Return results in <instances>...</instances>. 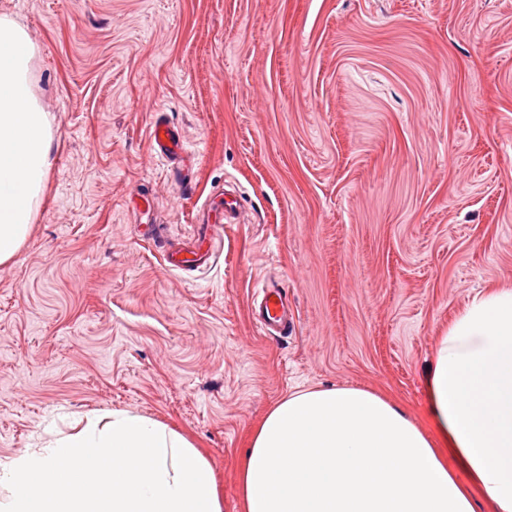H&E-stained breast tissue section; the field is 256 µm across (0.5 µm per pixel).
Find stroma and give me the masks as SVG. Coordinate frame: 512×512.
<instances>
[{"instance_id":"stroma-1","label":"stroma","mask_w":512,"mask_h":512,"mask_svg":"<svg viewBox=\"0 0 512 512\" xmlns=\"http://www.w3.org/2000/svg\"><path fill=\"white\" fill-rule=\"evenodd\" d=\"M37 49L54 162L0 265V458L122 410L211 463L241 512L253 429L359 387L425 432L423 379L469 296L512 287V0H0ZM164 114L187 188L155 155ZM216 263L169 269L215 191ZM297 320L264 336V276Z\"/></svg>"}]
</instances>
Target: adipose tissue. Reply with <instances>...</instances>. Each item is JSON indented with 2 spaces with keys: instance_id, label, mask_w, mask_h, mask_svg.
I'll return each instance as SVG.
<instances>
[{
  "instance_id": "1",
  "label": "adipose tissue",
  "mask_w": 512,
  "mask_h": 512,
  "mask_svg": "<svg viewBox=\"0 0 512 512\" xmlns=\"http://www.w3.org/2000/svg\"><path fill=\"white\" fill-rule=\"evenodd\" d=\"M36 49L0 17V265L42 203L52 130L34 97ZM435 437L358 387L307 389L253 430L240 469L245 512H512V288L474 294L439 336L424 379ZM456 461L475 486L448 468ZM0 512H223L213 468L184 436L137 415L44 431L0 459Z\"/></svg>"
}]
</instances>
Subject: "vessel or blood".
I'll return each instance as SVG.
<instances>
[{"label":"vessel or blood","mask_w":512,"mask_h":512,"mask_svg":"<svg viewBox=\"0 0 512 512\" xmlns=\"http://www.w3.org/2000/svg\"><path fill=\"white\" fill-rule=\"evenodd\" d=\"M151 145L157 156L167 162L182 161L187 153L182 136L162 117L156 118L149 131ZM240 204L236 196L225 194L222 200L200 209L201 219L190 248L168 256L169 267L179 270L210 267L216 260V244L221 240L224 227L239 215ZM262 297L254 302L251 314L256 326L267 336H287L294 324L288 312V292L281 281L267 280L261 285Z\"/></svg>","instance_id":"vessel-or-blood-1"}]
</instances>
